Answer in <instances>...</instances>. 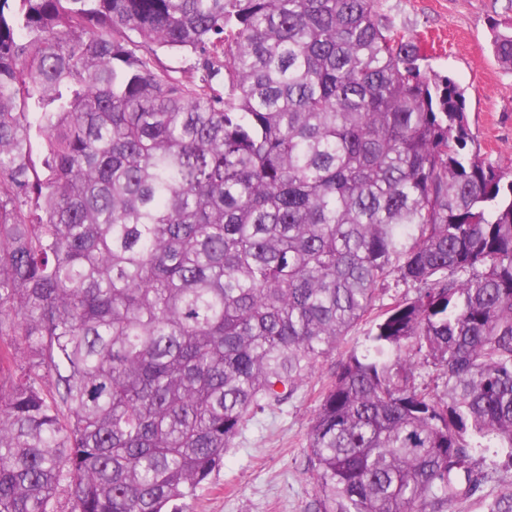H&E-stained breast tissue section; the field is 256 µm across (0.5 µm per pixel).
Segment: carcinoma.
Returning <instances> with one entry per match:
<instances>
[{"mask_svg":"<svg viewBox=\"0 0 512 512\" xmlns=\"http://www.w3.org/2000/svg\"><path fill=\"white\" fill-rule=\"evenodd\" d=\"M424 59L377 0H0V512H181L391 279L314 512H451L479 448L512 512V169Z\"/></svg>","mask_w":512,"mask_h":512,"instance_id":"obj_1","label":"carcinoma"}]
</instances>
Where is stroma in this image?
<instances>
[{
	"label": "stroma",
	"mask_w": 512,
	"mask_h": 512,
	"mask_svg": "<svg viewBox=\"0 0 512 512\" xmlns=\"http://www.w3.org/2000/svg\"><path fill=\"white\" fill-rule=\"evenodd\" d=\"M395 31L419 37L427 71L465 88L467 117L483 157L512 164V71L490 49L493 28L512 27V0H379ZM362 321L340 351L322 360L293 398L250 416L224 456V468L183 512H307L315 497L307 433L318 397L343 350L362 342Z\"/></svg>",
	"instance_id": "35a3bbf8"
}]
</instances>
